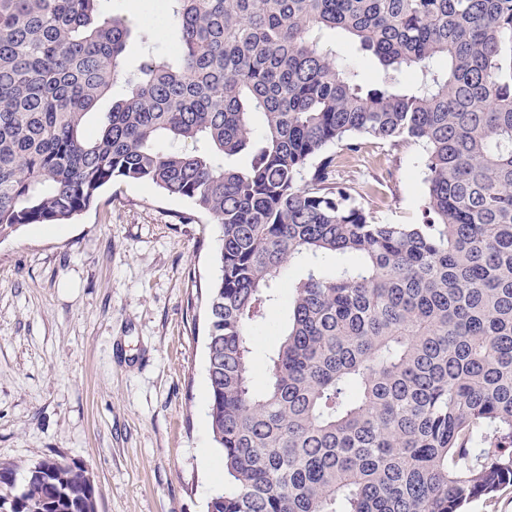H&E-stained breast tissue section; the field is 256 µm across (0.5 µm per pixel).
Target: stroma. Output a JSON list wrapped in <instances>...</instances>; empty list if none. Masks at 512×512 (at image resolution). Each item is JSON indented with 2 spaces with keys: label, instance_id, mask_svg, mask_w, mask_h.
Segmentation results:
<instances>
[{
  "label": "stroma",
  "instance_id": "35a3bbf8",
  "mask_svg": "<svg viewBox=\"0 0 512 512\" xmlns=\"http://www.w3.org/2000/svg\"><path fill=\"white\" fill-rule=\"evenodd\" d=\"M135 35L126 59L177 51L167 0H112ZM327 42L369 85L377 59L340 30ZM335 179L387 224L424 220L426 152L362 138L329 145ZM218 228L185 199L117 180L65 224L0 238V464L83 467L98 512H206L224 486L208 418L203 297L218 274ZM280 308L254 340L263 385Z\"/></svg>",
  "mask_w": 512,
  "mask_h": 512
}]
</instances>
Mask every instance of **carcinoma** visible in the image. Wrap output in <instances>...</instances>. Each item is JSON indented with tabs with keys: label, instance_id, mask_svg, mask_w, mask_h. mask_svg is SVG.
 Segmentation results:
<instances>
[{
	"label": "carcinoma",
	"instance_id": "carcinoma-1",
	"mask_svg": "<svg viewBox=\"0 0 512 512\" xmlns=\"http://www.w3.org/2000/svg\"><path fill=\"white\" fill-rule=\"evenodd\" d=\"M106 2L0 0V237L117 179L218 224L207 512H465L511 483L512 0H169L178 54L134 71ZM336 29L416 80L365 88ZM359 136L426 148L425 223L381 224L334 181L321 152ZM293 264L257 390L253 336ZM37 466L19 490L0 466L9 512L96 497L84 468Z\"/></svg>",
	"mask_w": 512,
	"mask_h": 512
}]
</instances>
